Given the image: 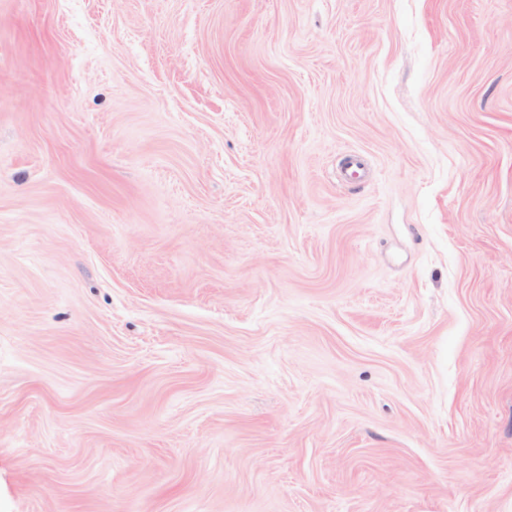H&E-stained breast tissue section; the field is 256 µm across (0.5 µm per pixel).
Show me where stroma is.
<instances>
[{
	"mask_svg": "<svg viewBox=\"0 0 512 512\" xmlns=\"http://www.w3.org/2000/svg\"><path fill=\"white\" fill-rule=\"evenodd\" d=\"M0 512H512V0H0Z\"/></svg>",
	"mask_w": 512,
	"mask_h": 512,
	"instance_id": "stroma-1",
	"label": "stroma"
}]
</instances>
